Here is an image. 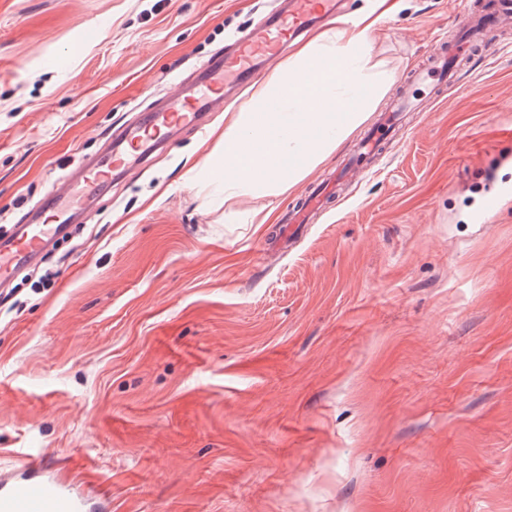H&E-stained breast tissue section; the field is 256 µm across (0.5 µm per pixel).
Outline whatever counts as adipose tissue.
I'll use <instances>...</instances> for the list:
<instances>
[{
  "instance_id": "ef3b65f1",
  "label": "adipose tissue",
  "mask_w": 512,
  "mask_h": 512,
  "mask_svg": "<svg viewBox=\"0 0 512 512\" xmlns=\"http://www.w3.org/2000/svg\"><path fill=\"white\" fill-rule=\"evenodd\" d=\"M375 23L369 14L337 19L299 46L245 109L225 113L203 166L225 198L290 190L369 118L387 83L372 61Z\"/></svg>"
}]
</instances>
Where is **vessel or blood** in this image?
<instances>
[{
	"instance_id": "1",
	"label": "vessel or blood",
	"mask_w": 512,
	"mask_h": 512,
	"mask_svg": "<svg viewBox=\"0 0 512 512\" xmlns=\"http://www.w3.org/2000/svg\"><path fill=\"white\" fill-rule=\"evenodd\" d=\"M343 0H278L254 26L195 68L191 85L170 99L164 109L141 113L139 118L112 133L100 152L57 180L29 213L26 223L0 232V288L34 267L42 253L67 232L75 214H90L108 177H122L145 166L160 149L173 145L175 134L201 128L206 116L224 109V100L277 67L288 44L315 26H328L342 9ZM512 24V0H486L478 11H464L457 25L458 38L435 37L422 65L406 84L429 81V93L439 98L459 87L460 73L471 69L479 51L490 49L498 31ZM416 105L413 95L400 93L378 126L360 146L357 171L364 157L376 154L397 126L401 113ZM330 196L326 187L313 189L293 209L290 225L308 223ZM86 504L70 485L54 476H32L0 488V512H85Z\"/></svg>"
}]
</instances>
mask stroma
<instances>
[{
	"mask_svg": "<svg viewBox=\"0 0 512 512\" xmlns=\"http://www.w3.org/2000/svg\"><path fill=\"white\" fill-rule=\"evenodd\" d=\"M275 2L0 0V225ZM392 3L380 112L464 8ZM223 126L0 291V484L61 457L87 512H512V36L286 247L364 129L289 192L228 200L194 173ZM330 193L328 186L315 188L308 193L300 207L292 210L287 229L288 238L294 233L297 224H307L310 217L324 207Z\"/></svg>",
	"mask_w": 512,
	"mask_h": 512,
	"instance_id": "35a3bbf8",
	"label": "stroma"
}]
</instances>
